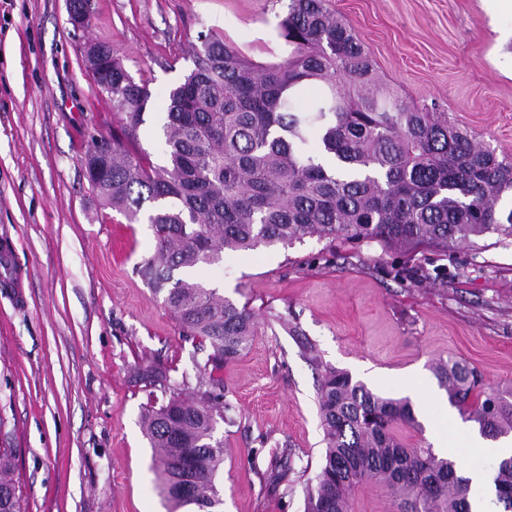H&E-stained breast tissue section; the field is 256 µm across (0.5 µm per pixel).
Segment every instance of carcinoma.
I'll use <instances>...</instances> for the list:
<instances>
[{
    "label": "carcinoma",
    "mask_w": 512,
    "mask_h": 512,
    "mask_svg": "<svg viewBox=\"0 0 512 512\" xmlns=\"http://www.w3.org/2000/svg\"><path fill=\"white\" fill-rule=\"evenodd\" d=\"M281 28L291 51L268 65L218 33L201 37L194 69L169 92L166 166L131 149L151 98L147 83L135 81L106 43L86 57L120 120L118 133L91 139L88 182L128 223L148 213L156 256L138 272L183 333L209 342L215 369L250 347L254 313L216 288L175 277L177 270L313 236L444 253L485 234L512 240L511 159L448 113L411 106L380 84L364 44L328 0H289ZM307 81L322 83L325 93L301 110L295 93ZM312 130L316 155L307 150ZM435 374L450 404L484 437L512 433L511 386L489 390L476 368L457 360L440 362ZM138 376L170 392L167 403L141 415L162 493L177 508L215 512L224 463L216 428L229 409L220 379L201 373L196 403L160 367ZM318 398L326 450L306 487L305 512H351L352 492L369 480L387 487L395 512H471L468 480L455 464L429 445L407 447L393 432L397 424L419 427L410 401L377 394L333 368ZM12 466V449L0 448V512H23ZM187 475L193 498L175 494ZM493 483L503 512H512V455L500 460Z\"/></svg>",
    "instance_id": "cac0c4a2"
}]
</instances>
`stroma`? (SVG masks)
<instances>
[{"label": "stroma", "instance_id": "1", "mask_svg": "<svg viewBox=\"0 0 512 512\" xmlns=\"http://www.w3.org/2000/svg\"><path fill=\"white\" fill-rule=\"evenodd\" d=\"M75 30L67 0H0V249L18 288L0 286V448L15 451L27 512H168L140 415L168 397L136 380L157 362L174 384L206 364L136 268L156 252L147 219L127 223L89 185L81 159L111 134L112 103L83 48L110 42L151 99L139 139L167 163L168 95L193 69L200 35L243 55H288V0H89ZM380 81L512 158V14L481 0H331ZM255 314L249 349L223 363L230 410L223 512H304L326 443L318 384L327 368L417 415L449 411L433 367L455 358L512 385V243L489 234L441 256L429 248L315 237L230 252L194 272Z\"/></svg>", "mask_w": 512, "mask_h": 512}]
</instances>
